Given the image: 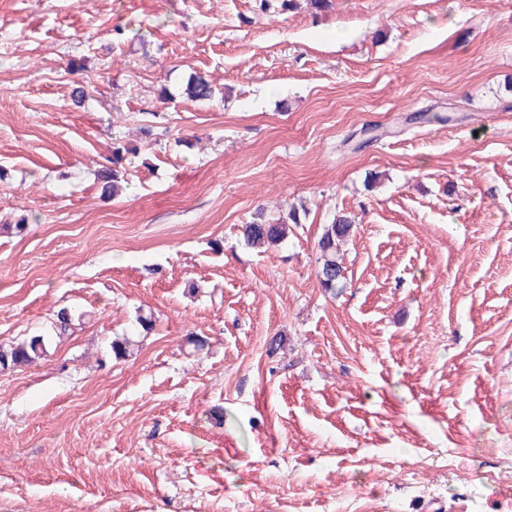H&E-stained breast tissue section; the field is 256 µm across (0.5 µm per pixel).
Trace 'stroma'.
Instances as JSON below:
<instances>
[{"mask_svg":"<svg viewBox=\"0 0 512 512\" xmlns=\"http://www.w3.org/2000/svg\"><path fill=\"white\" fill-rule=\"evenodd\" d=\"M0 32V345L85 315L0 372V512H512V0H0ZM182 95L192 102H209L214 96V89L206 75L194 72L182 85ZM130 149L121 143H115L112 149V168L108 167L102 170L100 174L103 185L101 187V195L103 197L115 196L121 190V181L124 180L125 167L123 161L125 154L129 153ZM299 224V217L295 211L269 221L263 209H258L252 222L241 225L240 236L248 246L277 244L286 240ZM354 224L350 215L339 213L334 216L331 224H325L317 242L319 250V266L316 276L325 291L336 290L344 278V267L338 261V246L346 242L354 233ZM53 334H36L17 342L9 349L0 348V370H14L28 367L44 359L56 339L71 336L76 327L74 316L62 309L51 323Z\"/></svg>","mask_w":512,"mask_h":512,"instance_id":"stroma-1","label":"stroma"}]
</instances>
